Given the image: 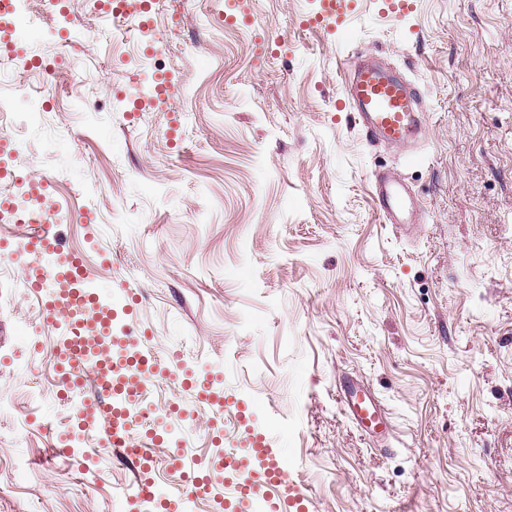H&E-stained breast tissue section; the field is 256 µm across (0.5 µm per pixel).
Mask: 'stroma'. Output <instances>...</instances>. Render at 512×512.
<instances>
[{"instance_id":"1","label":"stroma","mask_w":512,"mask_h":512,"mask_svg":"<svg viewBox=\"0 0 512 512\" xmlns=\"http://www.w3.org/2000/svg\"><path fill=\"white\" fill-rule=\"evenodd\" d=\"M358 3L346 35L303 27L319 0H242L233 27L224 0H171L149 35L116 38L86 0H29L18 57L52 69L0 70L6 166L68 206L65 245L103 299L136 294L131 335L171 360L147 397L177 405L169 420L206 470L197 512H225L209 462L234 426L189 373L255 405L310 512H512V0H414L400 17ZM351 53L419 90L420 161L338 109ZM159 73L172 94L136 108L131 86ZM378 169L416 199L412 223L377 213ZM42 318L10 267L0 512H120L134 468L96 433L51 455L78 415ZM350 383L382 402L388 433L345 415Z\"/></svg>"}]
</instances>
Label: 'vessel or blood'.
Segmentation results:
<instances>
[{
  "mask_svg": "<svg viewBox=\"0 0 512 512\" xmlns=\"http://www.w3.org/2000/svg\"><path fill=\"white\" fill-rule=\"evenodd\" d=\"M355 0H320L316 23L335 31L344 27ZM348 73L345 103L353 110L366 137L391 146H408L420 138L424 115L414 111L416 94L411 84L384 66L345 59ZM377 211L392 224L402 223L413 209L412 197L400 179L385 172L373 175ZM41 225L34 236H24L0 249V258L24 263L31 255L41 263L29 271L30 282L42 293V312L60 337L54 350V382L64 397L77 401L87 427L99 428L104 446L136 448L140 442L129 431L132 423L148 419L163 426L164 415L145 394L151 381L163 373V361L145 351L137 338L114 329L81 260L63 248L46 214L31 216ZM213 378L198 382L199 399L209 407L233 414L237 433L231 452L217 458L215 467L227 468L234 485L227 512H308L310 498L285 476V464L271 448L266 434L244 423V409L236 401L214 392ZM341 403L348 417L367 429L382 422L379 400L370 392L347 386ZM196 494L174 498L155 481L138 480L132 501L137 512H193Z\"/></svg>",
  "mask_w": 512,
  "mask_h": 512,
  "instance_id": "1",
  "label": "vessel or blood"
}]
</instances>
